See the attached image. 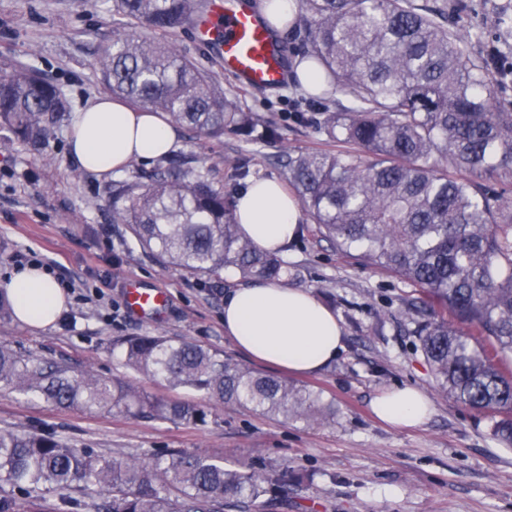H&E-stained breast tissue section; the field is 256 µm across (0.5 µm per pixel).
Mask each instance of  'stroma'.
I'll list each match as a JSON object with an SVG mask.
<instances>
[{
	"mask_svg": "<svg viewBox=\"0 0 512 512\" xmlns=\"http://www.w3.org/2000/svg\"><path fill=\"white\" fill-rule=\"evenodd\" d=\"M467 2L460 24L472 30L478 51L489 52L502 0ZM111 37L112 0H0V69L14 64L35 69L58 85L71 109L105 94L94 62L99 45ZM245 96L256 113L280 126L282 142L251 149L233 132L216 140L184 129L175 154L192 158L237 192L254 179L282 178L283 146L327 148L314 125L299 118L307 95L295 82ZM244 152L251 157L249 173L234 176L232 165ZM156 165L153 159L136 160L101 176L71 158L67 131L40 152L0 131V289L31 252L52 264L59 285L75 287L47 328L1 319L0 342L200 406L208 413L206 423L59 409L0 391V429L51 434L110 459L169 450L220 457L234 467L286 466L305 475L288 493V512H512V447L494 439L488 414L438 388L411 334L407 308L414 288L337 252L311 219H304L299 236L280 256L288 265L289 285L311 289L343 328L341 356L320 372L295 379L332 405L335 422L287 423L189 388L158 384L123 366L112 351L116 339L164 334L220 351L255 372L275 373L252 362L224 334V298L244 286L241 276L228 270L223 281L206 284L162 268L129 225L114 222L108 202L113 181L144 175ZM129 279L166 289L167 313L151 322L124 308ZM396 385H413L428 395L434 412L425 424L402 429L373 416L372 398Z\"/></svg>",
	"mask_w": 512,
	"mask_h": 512,
	"instance_id": "1",
	"label": "stroma"
}]
</instances>
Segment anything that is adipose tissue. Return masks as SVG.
<instances>
[{
    "label": "adipose tissue",
    "mask_w": 512,
    "mask_h": 512,
    "mask_svg": "<svg viewBox=\"0 0 512 512\" xmlns=\"http://www.w3.org/2000/svg\"><path fill=\"white\" fill-rule=\"evenodd\" d=\"M178 136L177 127L159 115L101 95L75 112L68 143L82 169L104 175L136 156L168 154ZM235 216L258 248L278 251L296 237L303 211L279 179L265 178L237 194ZM6 292L18 321L32 328L51 326L65 306L64 293L35 266L14 270ZM224 334L251 360L296 375L320 371L345 348L333 311L309 289L284 283L235 289L224 301ZM371 409L383 422L412 428L430 418L432 403L421 389L404 385L377 394Z\"/></svg>",
    "instance_id": "adipose-tissue-1"
}]
</instances>
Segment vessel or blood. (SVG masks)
I'll use <instances>...</instances> for the list:
<instances>
[{
    "label": "vessel or blood",
    "mask_w": 512,
    "mask_h": 512,
    "mask_svg": "<svg viewBox=\"0 0 512 512\" xmlns=\"http://www.w3.org/2000/svg\"><path fill=\"white\" fill-rule=\"evenodd\" d=\"M209 23L196 26L197 37L216 41L224 70L248 89L277 88L287 82L288 67L274 34L267 28L258 0H209ZM127 308L143 318L164 313L169 296L164 289L124 285Z\"/></svg>",
    "instance_id": "obj_1"
}]
</instances>
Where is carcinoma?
Segmentation results:
<instances>
[{
  "instance_id": "carcinoma-1",
  "label": "carcinoma",
  "mask_w": 512,
  "mask_h": 512,
  "mask_svg": "<svg viewBox=\"0 0 512 512\" xmlns=\"http://www.w3.org/2000/svg\"><path fill=\"white\" fill-rule=\"evenodd\" d=\"M206 0H112V42L97 55L101 83L143 112L218 138L281 140L239 92L225 90L172 37L202 18ZM457 0H297L285 57L314 61L349 105L322 103L316 129L336 149L284 147L281 166L336 250L419 288L425 312L412 335L441 391L491 415L512 446V103L495 99L492 61L451 27ZM59 88L23 65L0 74V129L35 150L65 122ZM113 217L165 268L207 280L231 268L276 281L288 267L242 236L235 194L172 157L144 179L112 183ZM134 371L194 388L227 405L285 421L326 424L335 410L315 392L254 374L221 353L164 335L114 343ZM0 389L62 408L203 423L195 405L148 395L88 369L21 356L0 344ZM288 468L224 466L185 453L107 460L34 430L0 431V512H19L50 489H69L58 512H252L288 507Z\"/></svg>"
}]
</instances>
